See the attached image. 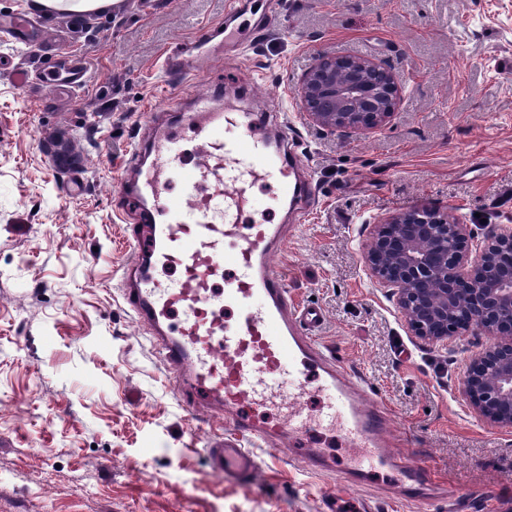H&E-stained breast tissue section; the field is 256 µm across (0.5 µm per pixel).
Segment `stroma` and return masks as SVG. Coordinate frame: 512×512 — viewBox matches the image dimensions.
Returning a JSON list of instances; mask_svg holds the SVG:
<instances>
[{"mask_svg":"<svg viewBox=\"0 0 512 512\" xmlns=\"http://www.w3.org/2000/svg\"><path fill=\"white\" fill-rule=\"evenodd\" d=\"M230 5L115 0L79 19L0 0V15L37 13L40 38L88 71L79 90L20 88L12 70L39 56L0 39V512H512V429L480 420L461 388L484 338L454 333L441 348L411 335L363 254L374 224L415 206L453 209L479 237L512 226V0H277L238 74L207 54L190 86L287 113L312 195L292 213L268 180L254 215L283 225L290 295L324 311L319 340L387 407L393 452L426 454L419 501L390 471L343 486L291 448L264 454L249 483L219 476L207 448L230 424L186 413L122 302L130 245L113 190L147 113L180 94L166 52L224 25ZM324 54L392 66L397 112L360 132L309 120L295 92Z\"/></svg>","mask_w":512,"mask_h":512,"instance_id":"stroma-1","label":"stroma"}]
</instances>
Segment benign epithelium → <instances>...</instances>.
I'll list each match as a JSON object with an SVG mask.
<instances>
[{"label": "benign epithelium", "instance_id": "1", "mask_svg": "<svg viewBox=\"0 0 512 512\" xmlns=\"http://www.w3.org/2000/svg\"><path fill=\"white\" fill-rule=\"evenodd\" d=\"M404 90L393 68L345 55L318 58L296 96L313 121L349 132L382 126ZM364 259L418 338L441 347L450 329L494 338L470 361L463 393L480 418L511 429L512 228H489L475 252L451 210L411 208L375 225Z\"/></svg>", "mask_w": 512, "mask_h": 512}]
</instances>
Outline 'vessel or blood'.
Segmentation results:
<instances>
[{
  "label": "vessel or blood",
  "instance_id": "obj_1",
  "mask_svg": "<svg viewBox=\"0 0 512 512\" xmlns=\"http://www.w3.org/2000/svg\"><path fill=\"white\" fill-rule=\"evenodd\" d=\"M37 19L26 12L0 20V36L30 44ZM205 28L189 42L176 44L161 69L180 83L199 70L200 54L218 36ZM46 78L73 88L85 86L81 61L60 52ZM184 118L197 141V161L180 167L166 146L167 114L150 112L155 127L151 142L136 143L130 155L133 178L120 179L115 209L137 202L143 227L134 229V254L125 271L123 299L134 318L153 333L163 363L184 396L190 415L209 408L215 419H228L233 437L212 441L207 454L224 478L249 482L257 472L260 451L291 446L307 432L301 424V400L307 392L305 370L316 373V389L328 403L319 428L339 433L354 450L352 465L331 469L318 449L305 452L307 468L323 475L335 472L342 485L364 481L382 469L396 470L418 490L431 478L430 468L392 456L388 451L389 414L370 397L361 380L336 362L316 331L323 321L319 308L302 307L288 294V283L274 262L285 240L276 224H243L250 210L251 188L276 178L279 194L298 197V167L288 159V137L267 140L247 113L227 118L210 93L187 97ZM179 173L183 195L164 200L172 173ZM175 266L177 281L154 274L155 267ZM278 406V420L260 421L256 410ZM252 446L244 448L242 437Z\"/></svg>",
  "mask_w": 512,
  "mask_h": 512
}]
</instances>
